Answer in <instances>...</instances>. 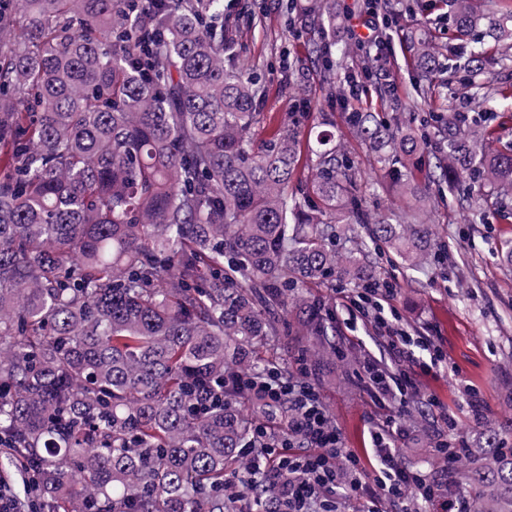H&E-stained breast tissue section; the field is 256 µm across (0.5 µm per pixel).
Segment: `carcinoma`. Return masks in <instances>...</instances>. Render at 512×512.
<instances>
[{
    "mask_svg": "<svg viewBox=\"0 0 512 512\" xmlns=\"http://www.w3.org/2000/svg\"><path fill=\"white\" fill-rule=\"evenodd\" d=\"M448 0L460 38L482 29L512 56V0ZM336 29L322 0L288 13ZM328 43L313 46L337 62ZM417 70L441 67L417 41ZM471 103L493 96L483 54L463 61ZM263 88L244 77L221 0H0V474L18 512H270L239 485L253 439L233 378L278 364L284 314L332 347L334 316L302 293L377 278V250L436 262L428 225L362 209L335 134L310 146L306 188L293 112L262 144ZM400 192L428 141L394 112L348 117ZM434 167L508 208L512 153L453 115ZM493 425L459 475L476 512H512V448Z\"/></svg>",
    "mask_w": 512,
    "mask_h": 512,
    "instance_id": "carcinoma-1",
    "label": "carcinoma"
}]
</instances>
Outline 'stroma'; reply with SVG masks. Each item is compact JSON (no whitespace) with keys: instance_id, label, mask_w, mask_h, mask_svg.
<instances>
[{"instance_id":"obj_1","label":"stroma","mask_w":512,"mask_h":512,"mask_svg":"<svg viewBox=\"0 0 512 512\" xmlns=\"http://www.w3.org/2000/svg\"><path fill=\"white\" fill-rule=\"evenodd\" d=\"M429 2V7L409 13L403 11L401 0H393L398 16L386 27V46L379 51L371 43L358 46L346 31L347 13L359 12L362 0H327V8L336 15L332 51L344 57L343 66L328 83L320 62L309 51L313 27L285 23L289 0H224L225 34L236 46L243 72L259 78L265 89V116L283 118L297 100L310 102L301 139H308L322 123L335 126L337 140L355 161L366 209L373 216L411 206L412 200L391 187L387 168L349 125L346 108L382 117L398 110L411 120L428 119L425 132L434 143L438 126L430 122V115L464 111L469 99L463 73L441 70L425 77L409 64L414 35L424 27L429 28L440 54L464 47L448 28L446 7L438 0ZM375 53L396 79L397 93L386 92L375 77L362 74L363 59ZM352 78L359 79L364 91L349 101L345 94ZM431 189L435 206L423 218L442 254L440 263L423 275L406 269L396 256L387 254L378 260L382 287L394 291L385 307L389 324L431 341L446 356L429 371L415 364L389 365L395 373L408 371L422 393L438 401L437 406L425 409L410 403L401 406L405 432L397 441L399 452L408 465L427 473L439 468L433 448L445 430L442 413L456 418L458 436L474 446L485 434L488 421L512 417V396L506 391L512 384V269L497 259L501 242L512 239V217L504 218L493 206L485 205L476 211L473 223H465L462 191L449 190L442 182L432 183ZM315 294L336 314L339 355L315 357L305 337L292 335L282 356L289 372L304 373L317 388L338 430L341 448L365 460L372 455L371 421L383 414L384 407L364 389L356 360L367 351L387 357L388 341L379 336L370 316L359 319L356 329H349L348 314L334 289L319 288ZM470 386L483 401L479 419L467 405Z\"/></svg>"}]
</instances>
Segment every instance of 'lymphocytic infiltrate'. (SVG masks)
<instances>
[{"mask_svg": "<svg viewBox=\"0 0 512 512\" xmlns=\"http://www.w3.org/2000/svg\"><path fill=\"white\" fill-rule=\"evenodd\" d=\"M359 373L370 391L390 398L417 389L411 376L396 375L369 354L360 361ZM239 386L268 408L281 410L287 430L278 447L245 451L249 465L244 486H253L260 476L281 482L273 512H338L342 497L357 504V512H382V501L402 504L412 498L433 506L435 512H472V498L451 491L445 477L465 449L462 441L448 439L435 446L433 453L445 473L431 476L402 461L395 445L400 429L394 417L376 419L371 426L375 465L368 471L357 455L342 453L337 430L307 381H284L272 370L263 378L243 375Z\"/></svg>", "mask_w": 512, "mask_h": 512, "instance_id": "f902f5d3", "label": "lymphocytic infiltrate"}]
</instances>
